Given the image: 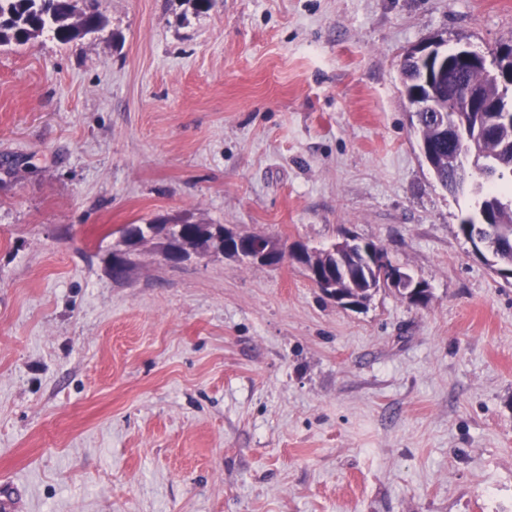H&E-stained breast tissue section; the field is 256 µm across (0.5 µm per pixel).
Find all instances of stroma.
<instances>
[{"instance_id":"obj_1","label":"stroma","mask_w":512,"mask_h":512,"mask_svg":"<svg viewBox=\"0 0 512 512\" xmlns=\"http://www.w3.org/2000/svg\"><path fill=\"white\" fill-rule=\"evenodd\" d=\"M0 47V496L22 512H512V283L457 228L401 64L512 0H98ZM164 217L371 240L431 288L351 311L284 256L173 265ZM144 241L139 234H132L125 242V249L115 253L112 258V276L116 279H122L126 276L133 254L136 252L140 244Z\"/></svg>"}]
</instances>
